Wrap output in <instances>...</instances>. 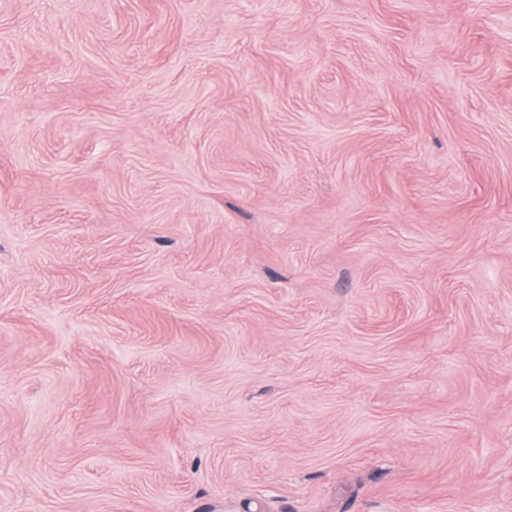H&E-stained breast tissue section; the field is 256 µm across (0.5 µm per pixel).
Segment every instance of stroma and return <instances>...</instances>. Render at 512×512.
Wrapping results in <instances>:
<instances>
[{
  "label": "stroma",
  "instance_id": "stroma-1",
  "mask_svg": "<svg viewBox=\"0 0 512 512\" xmlns=\"http://www.w3.org/2000/svg\"><path fill=\"white\" fill-rule=\"evenodd\" d=\"M0 512H512V0H0Z\"/></svg>",
  "mask_w": 512,
  "mask_h": 512
}]
</instances>
